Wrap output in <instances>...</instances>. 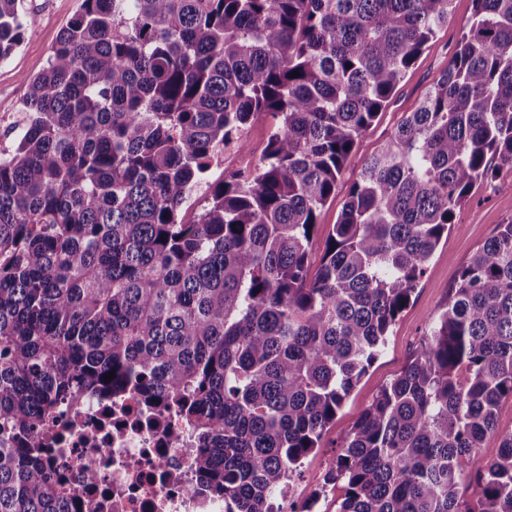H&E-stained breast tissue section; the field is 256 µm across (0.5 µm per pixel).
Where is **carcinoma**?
Instances as JSON below:
<instances>
[{"label": "carcinoma", "instance_id": "1", "mask_svg": "<svg viewBox=\"0 0 512 512\" xmlns=\"http://www.w3.org/2000/svg\"><path fill=\"white\" fill-rule=\"evenodd\" d=\"M451 4L82 0L0 152V512H97L48 475L36 429L61 401L129 389L191 427L198 493L273 512L456 209L492 159L512 166V0H473L310 274L338 176ZM24 26L21 0H0V60ZM262 115L275 123L259 162L184 221L217 149L243 147ZM509 397L512 221L342 438L324 479L344 481L336 512H512ZM496 434L498 456L480 460Z\"/></svg>", "mask_w": 512, "mask_h": 512}]
</instances>
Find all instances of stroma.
I'll use <instances>...</instances> for the list:
<instances>
[{
    "label": "stroma",
    "instance_id": "1",
    "mask_svg": "<svg viewBox=\"0 0 512 512\" xmlns=\"http://www.w3.org/2000/svg\"><path fill=\"white\" fill-rule=\"evenodd\" d=\"M81 3L82 0H23L22 12L27 21L23 38L11 55L0 61V145L13 147L14 140L7 137L6 132L9 120L18 119L21 114L26 80L45 67L52 47L78 13ZM471 14L472 0H453L447 24L408 71L378 120L360 137L351 160L339 176L335 201L319 216V227L313 239L314 257H321L325 239L337 221L362 163L379 149L405 113L413 110L446 68L469 25ZM272 124V117L264 115L248 127L244 149L227 157L223 167L212 169L208 181L197 186L185 207L187 216H194L203 204L210 183L228 179L258 163ZM511 221L512 170L497 166L489 179L476 185L469 200L457 209L447 238L442 239L434 252L426 274L398 317L381 355L344 400L335 420L325 430L319 448L311 453L300 474L292 480V498L280 499L282 512H301L311 493L322 488L326 472L340 453L341 438L352 429L380 390L419 352L434 320L447 307L452 290L471 257L496 234L499 225Z\"/></svg>",
    "mask_w": 512,
    "mask_h": 512
}]
</instances>
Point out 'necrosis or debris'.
Returning a JSON list of instances; mask_svg holds the SVG:
<instances>
[{
	"label": "necrosis or debris",
	"instance_id": "1",
	"mask_svg": "<svg viewBox=\"0 0 512 512\" xmlns=\"http://www.w3.org/2000/svg\"><path fill=\"white\" fill-rule=\"evenodd\" d=\"M37 434L47 470L98 512H224L223 497L194 488L190 427L136 393L62 403Z\"/></svg>",
	"mask_w": 512,
	"mask_h": 512
}]
</instances>
